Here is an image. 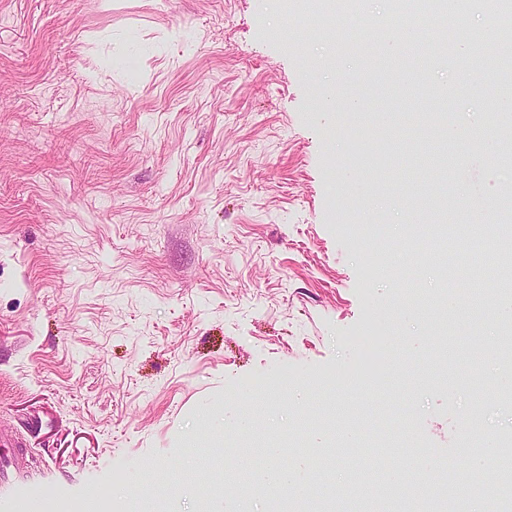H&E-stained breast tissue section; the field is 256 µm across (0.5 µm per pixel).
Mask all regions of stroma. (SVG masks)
Wrapping results in <instances>:
<instances>
[{"instance_id":"obj_1","label":"stroma","mask_w":512,"mask_h":512,"mask_svg":"<svg viewBox=\"0 0 512 512\" xmlns=\"http://www.w3.org/2000/svg\"><path fill=\"white\" fill-rule=\"evenodd\" d=\"M395 5L349 9L351 55L327 0H0V432L22 437L42 512H79L92 493L137 512L141 485L196 512L167 475L190 462L210 478L218 448L239 469L249 440L330 457L315 486L341 505L343 432L411 426L431 480L478 407L494 440L477 476L493 479L495 441L512 438L494 360L503 271L487 254L473 329L458 314L467 271L427 234L512 207L505 144L478 134L507 82L466 80L445 50L416 99L361 92L381 60L415 61L438 38L385 41ZM336 84L361 105L326 109ZM442 86L465 180L451 210L410 203L392 144ZM369 315L364 387L342 376ZM448 327L483 358L478 385L449 381L435 345Z\"/></svg>"}]
</instances>
